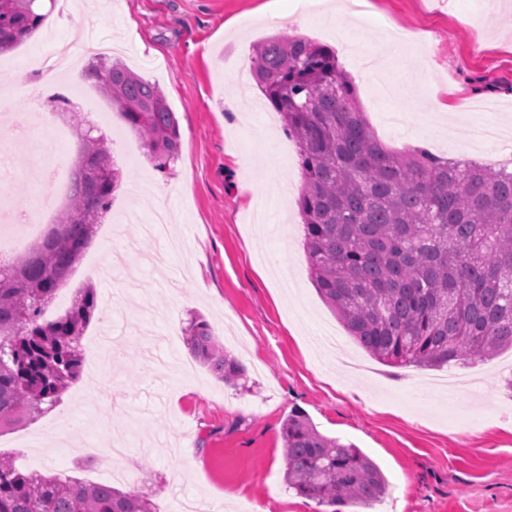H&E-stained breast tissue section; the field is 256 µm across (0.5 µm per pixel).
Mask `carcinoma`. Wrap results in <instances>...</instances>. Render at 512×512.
<instances>
[{
	"mask_svg": "<svg viewBox=\"0 0 512 512\" xmlns=\"http://www.w3.org/2000/svg\"><path fill=\"white\" fill-rule=\"evenodd\" d=\"M38 0H0V53L46 20ZM251 74L298 148V210L310 277L370 355L391 365H465L512 348V172L425 148L384 149L370 133L336 52L304 37L256 46ZM96 81L160 171L180 153L175 113L156 84L106 59ZM81 143L67 205L29 251L0 266V430L50 411L81 373L79 341L96 309L87 289L43 320L121 184L112 143L72 119ZM193 355L228 385L245 367L204 322L189 323ZM285 481L319 505L369 507L385 494L377 464L322 434L302 411L284 420ZM0 512H153L148 496L61 475L22 472L0 458Z\"/></svg>",
	"mask_w": 512,
	"mask_h": 512,
	"instance_id": "cac0c4a2",
	"label": "carcinoma"
}]
</instances>
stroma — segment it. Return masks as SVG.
I'll return each mask as SVG.
<instances>
[{
    "label": "stroma",
    "mask_w": 512,
    "mask_h": 512,
    "mask_svg": "<svg viewBox=\"0 0 512 512\" xmlns=\"http://www.w3.org/2000/svg\"><path fill=\"white\" fill-rule=\"evenodd\" d=\"M277 23H264L270 10ZM368 14L337 40L294 0H77L54 8L29 39L0 54V140L32 108L54 110L52 90L80 96L99 133L113 140L123 183L93 240L67 277L69 297L92 289L97 309L81 339L80 378L36 420L0 433V455L29 457L43 473L106 483L109 448L122 434L155 512L183 494L199 512H323L288 489L281 439L293 409L328 436L354 443L379 466L387 491L369 512H512V350L467 366L392 368L348 335L310 280L297 199V147L252 79L226 83L256 45L296 35L335 50L361 112L381 144L423 142L444 157L486 153L460 128L484 122L512 134V0H368ZM412 36L381 77L348 46L386 26ZM123 43L117 60L159 85L179 124L181 155L160 172L138 134L84 70L54 87L29 83L33 55L52 56L84 35ZM431 54L434 71L419 72ZM253 99L245 120L228 97ZM453 105L450 129L434 99ZM277 132L268 148L266 132ZM46 146L39 133L0 160V182L21 205L29 168ZM159 194L175 216L142 235ZM157 204V205H158ZM204 320L224 353L246 368L224 384L192 354L184 329ZM114 336L119 360L93 339Z\"/></svg>",
    "instance_id": "stroma-1"
}]
</instances>
